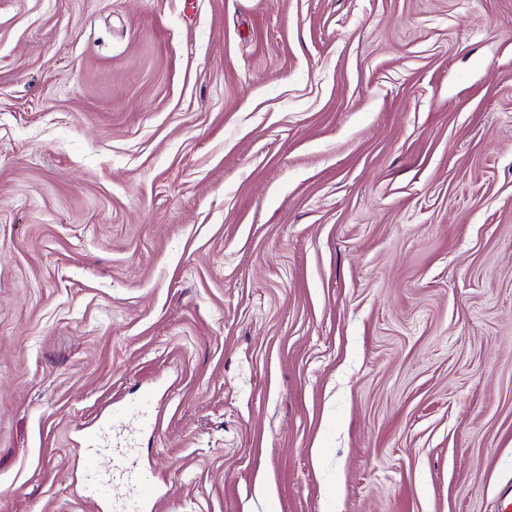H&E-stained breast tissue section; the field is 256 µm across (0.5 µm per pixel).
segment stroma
Returning <instances> with one entry per match:
<instances>
[{
    "mask_svg": "<svg viewBox=\"0 0 512 512\" xmlns=\"http://www.w3.org/2000/svg\"><path fill=\"white\" fill-rule=\"evenodd\" d=\"M144 388L163 512H512V0H0V512Z\"/></svg>",
    "mask_w": 512,
    "mask_h": 512,
    "instance_id": "35a3bbf8",
    "label": "stroma"
}]
</instances>
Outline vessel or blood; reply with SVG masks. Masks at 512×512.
I'll use <instances>...</instances> for the list:
<instances>
[{
    "label": "vessel or blood",
    "instance_id": "b4317fda",
    "mask_svg": "<svg viewBox=\"0 0 512 512\" xmlns=\"http://www.w3.org/2000/svg\"><path fill=\"white\" fill-rule=\"evenodd\" d=\"M155 392L142 390L137 401L138 414L125 415L122 406L112 408V421L119 423V432H110L99 424L88 435V446L77 464L90 480V493L100 499L119 502L125 489H133L128 512H159L163 496L156 484L146 481L137 456L136 435L156 423L153 413Z\"/></svg>",
    "mask_w": 512,
    "mask_h": 512
}]
</instances>
